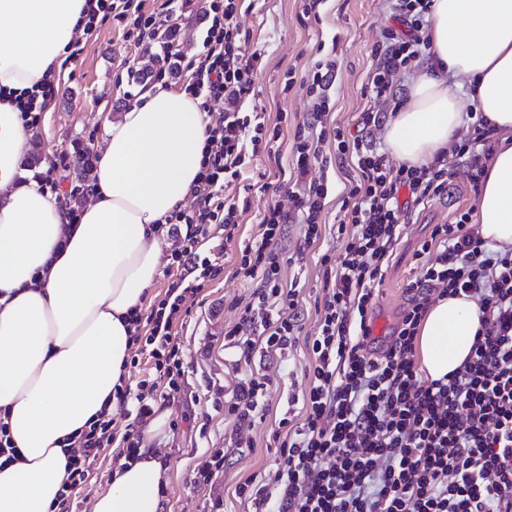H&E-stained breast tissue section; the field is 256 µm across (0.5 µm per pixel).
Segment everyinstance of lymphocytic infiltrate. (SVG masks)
<instances>
[{"label":"lymphocytic infiltrate","mask_w":512,"mask_h":512,"mask_svg":"<svg viewBox=\"0 0 512 512\" xmlns=\"http://www.w3.org/2000/svg\"><path fill=\"white\" fill-rule=\"evenodd\" d=\"M393 9L402 27L383 31L373 48L374 106L361 114L364 135L349 138L328 122L335 59L322 57L305 79L286 82L311 101L294 133L299 189L292 195L293 209L265 210L257 238L240 251L235 273L256 287L236 324L224 332L225 347L234 349L245 368L224 395L225 416L250 423L264 413L271 380L254 373L257 352L273 354L302 343L309 363L300 402L271 434L278 450L274 479L252 477L234 489L252 512H512V249L482 237L467 212L455 223L436 225L415 253L424 275L409 286V305L387 350L380 356L368 350L374 286L403 232L399 194L420 201L447 193L455 175L448 155L427 166L391 165L373 140L399 76L430 49L431 0H395ZM236 12V0H207L203 40L189 59L173 40L176 8L157 13L145 10L144 0H87L82 16L86 33L96 31L99 18L110 17L125 37L145 47L169 34L151 81L184 77L187 91L201 97L202 110L224 105L223 116L207 126L203 169L191 189L194 207L174 209L160 224L173 243L171 260L180 275L149 314L131 317L133 347L153 359L158 379L173 395L184 375L174 333L188 313L184 301L198 296L222 270L204 246L218 229L232 241L239 227V204L225 191L238 182L253 154L273 150L280 136L279 128L245 108L262 57L247 54ZM328 140L337 159L355 157L358 176L342 190L340 251L320 256L323 296L316 302V332L305 338L299 292L282 281L279 244L290 223L303 226L298 253L322 238L330 186L309 172ZM449 150L463 159L471 184H479L493 154L486 131L453 142ZM460 296L475 301L480 311L470 354L444 378L422 380L415 345L426 311L433 298ZM111 442L106 414L79 438L68 439L70 473L55 508L66 505L86 477L90 457Z\"/></svg>","instance_id":"obj_1"}]
</instances>
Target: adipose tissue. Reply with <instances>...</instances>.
<instances>
[{
	"label": "adipose tissue",
	"mask_w": 512,
	"mask_h": 512,
	"mask_svg": "<svg viewBox=\"0 0 512 512\" xmlns=\"http://www.w3.org/2000/svg\"><path fill=\"white\" fill-rule=\"evenodd\" d=\"M85 5L0 0V89L40 84L66 54ZM428 36L434 72L389 120V150L408 164H431L470 111L480 112L498 146L475 222L484 238L512 246V0H432ZM451 77L465 93L448 85ZM199 104L158 86L107 123L74 223L55 197L21 183L29 130L15 105L0 102V418L18 450L0 466V512H49L69 475L65 440L119 405L128 316L153 287L166 244L156 226L184 204L202 168L207 122ZM478 328L474 301L432 303L416 346L428 376L458 369ZM168 417L160 409L142 423L144 446L113 467L90 512H160L168 468L148 441Z\"/></svg>",
	"instance_id": "ef3b65f1"
}]
</instances>
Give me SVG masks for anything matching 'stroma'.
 <instances>
[{
  "mask_svg": "<svg viewBox=\"0 0 512 512\" xmlns=\"http://www.w3.org/2000/svg\"><path fill=\"white\" fill-rule=\"evenodd\" d=\"M237 21L247 36V52L260 53L263 58L251 104L269 125L279 126L280 137L273 152L258 153L242 180L227 189V196L246 203L240 212L239 236L229 243L219 236L210 240L224 270L199 297L188 300L190 314L175 328L181 344L183 382L179 394L163 400L170 417L165 432L153 441L162 449L168 467L163 512H249L234 495L236 484L276 469L277 451L269 446L270 433L287 410L289 399L306 385L305 359L298 349L257 356L255 371L273 381L264 419L244 425L225 419L224 389L235 383L241 371L232 351L224 347V329L236 322L237 304L246 303L254 289L253 282L233 275L237 253L257 234L265 209L292 206L281 183L294 177L293 135L309 110V100L300 90H285L287 78L306 77L321 54L335 56L338 73L329 121L356 133L360 114L369 105L373 46L381 31L396 23L390 0H322L314 17L304 15L301 0H238ZM79 42L82 51L77 58L63 60L55 76L57 93L40 112L22 157L23 164L41 171L50 160L63 152L73 153L78 145L100 148L105 120L124 112L146 87V74L159 65L157 49L135 45L109 18ZM324 154L326 168L312 170L313 176H327L331 184L323 237L300 261L292 260L291 255L302 236L301 225H289L281 244L288 258L282 267L283 279L298 284L309 306L321 295L324 284L319 254L338 247L340 192L356 174L354 160L334 161L332 145H325ZM262 181L268 182V190L259 189ZM478 198L461 166L447 194L409 203L401 239L376 286L373 317L389 326L400 324L410 299L406 287L421 276L416 250L429 239L435 225L450 224L462 213L475 212ZM113 418L114 440L91 460L86 479L72 491L67 512H89L91 496L107 487L114 462L127 452V419L120 410ZM218 451L225 456L222 471L208 481L197 478L200 464Z\"/></svg>",
  "mask_w": 512,
  "mask_h": 512,
  "instance_id": "1",
  "label": "stroma"
}]
</instances>
